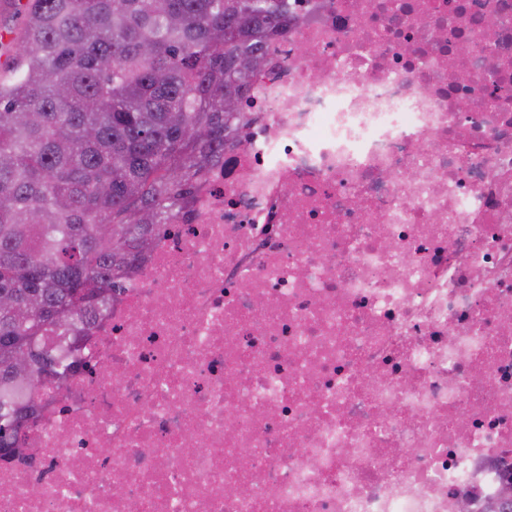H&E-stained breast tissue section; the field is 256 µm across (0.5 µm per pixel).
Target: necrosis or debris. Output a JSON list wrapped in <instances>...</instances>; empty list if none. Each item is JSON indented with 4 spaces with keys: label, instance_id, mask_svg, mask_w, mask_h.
<instances>
[{
    "label": "necrosis or debris",
    "instance_id": "4bbe7bcc",
    "mask_svg": "<svg viewBox=\"0 0 512 512\" xmlns=\"http://www.w3.org/2000/svg\"><path fill=\"white\" fill-rule=\"evenodd\" d=\"M288 14L242 142L0 457V512H486L512 483V0Z\"/></svg>",
    "mask_w": 512,
    "mask_h": 512
}]
</instances>
